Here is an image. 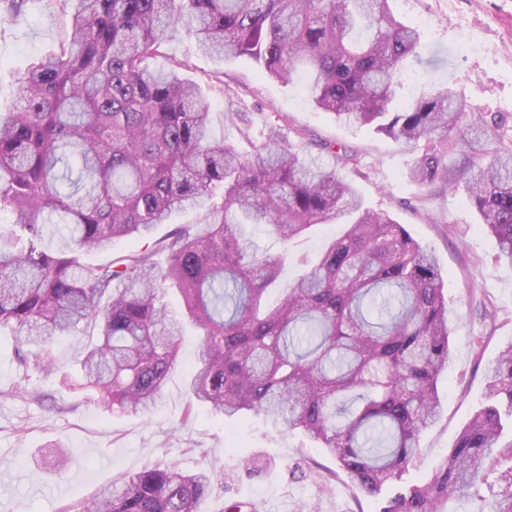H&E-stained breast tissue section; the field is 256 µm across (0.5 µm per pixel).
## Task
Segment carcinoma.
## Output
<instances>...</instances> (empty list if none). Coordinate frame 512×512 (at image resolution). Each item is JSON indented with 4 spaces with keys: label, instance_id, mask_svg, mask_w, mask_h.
I'll use <instances>...</instances> for the list:
<instances>
[{
    "label": "carcinoma",
    "instance_id": "1",
    "mask_svg": "<svg viewBox=\"0 0 512 512\" xmlns=\"http://www.w3.org/2000/svg\"><path fill=\"white\" fill-rule=\"evenodd\" d=\"M392 0H71L68 43L17 77L21 107L0 112V327L28 369L55 368L51 345L81 322L98 343L81 351L84 387L109 410L146 415L179 356L184 322L203 331L189 395L216 415L261 413L332 455L364 495L377 497L416 465L441 409L440 375L454 349L435 256L389 215L364 206L336 165L285 148L279 127L242 155L210 135L198 88L147 60L181 29L209 55L246 57L307 92L343 123L370 124L421 151L411 177L451 183L445 157L490 156L469 198L512 268V146L494 116L450 86L393 106L420 36ZM202 217L154 249L106 265L82 252L143 239L177 210ZM343 225L320 259L272 301L283 257L260 253L242 226L267 224L285 241L331 220ZM168 253L167 265L155 261ZM176 291L184 315L160 295ZM487 405L461 430L430 478L380 512H448L471 496L475 512H512V342L485 368ZM211 477L175 466L121 475L71 512H199ZM488 486L491 497L480 495Z\"/></svg>",
    "mask_w": 512,
    "mask_h": 512
}]
</instances>
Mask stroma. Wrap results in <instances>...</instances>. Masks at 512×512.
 I'll return each mask as SVG.
<instances>
[{
  "label": "stroma",
  "mask_w": 512,
  "mask_h": 512,
  "mask_svg": "<svg viewBox=\"0 0 512 512\" xmlns=\"http://www.w3.org/2000/svg\"><path fill=\"white\" fill-rule=\"evenodd\" d=\"M397 15L420 33L423 64H411L418 84L396 92L399 103L420 92L452 85L486 115L512 130V0H393ZM71 7L64 0H25L14 18L0 16V110L16 107L14 81L32 58L57 50L69 37ZM481 50L462 53L467 41ZM152 67L178 68L211 100L212 134L240 153L264 141L271 116H279L283 142L332 164L328 148L342 145L358 154V168H345L365 204L387 213L437 257L449 308L458 317L454 354L439 382L442 409L424 434L421 456L408 478L415 481L453 448L463 426L484 401V364L512 341V269L499 259L495 236L480 223L465 180L454 187L421 186L409 172L418 149L369 125H344L318 108L304 80L282 83L260 75L244 57L198 53L177 33ZM246 236L259 251L287 254L282 282L292 281L302 261H315L336 224H324L286 242L267 225L249 224ZM497 313L495 326L483 309ZM199 329L187 326L182 355L163 398L150 417L100 406L80 389L79 346L96 343L95 330L78 324L52 345L57 369L26 370L9 329L0 330V512H65L92 498L116 474L148 466H177L186 472L213 471L202 512H224L225 504L265 502L269 512H379V499L351 485L335 459L301 432H285L264 416L227 420L191 402L187 379L195 363ZM484 337L483 353L474 340ZM67 452L56 473L49 444Z\"/></svg>",
  "instance_id": "stroma-1"
}]
</instances>
